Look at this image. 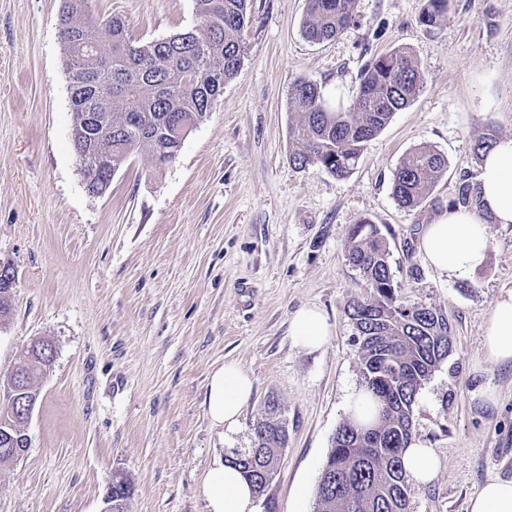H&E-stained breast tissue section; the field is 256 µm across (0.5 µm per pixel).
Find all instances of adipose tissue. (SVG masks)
<instances>
[{
    "label": "adipose tissue",
    "mask_w": 512,
    "mask_h": 512,
    "mask_svg": "<svg viewBox=\"0 0 512 512\" xmlns=\"http://www.w3.org/2000/svg\"><path fill=\"white\" fill-rule=\"evenodd\" d=\"M480 205L448 208L424 227L419 249L433 269L466 277L481 267L490 247V224H512V138H504L484 155L478 176ZM289 334L301 348L323 347L333 326L321 310L304 307L290 320ZM484 357L512 365V292L500 296L489 313L482 342ZM253 391L251 377L233 361L215 370L205 405L213 426H235ZM209 512H254L255 492L238 468L215 460L202 486Z\"/></svg>",
    "instance_id": "adipose-tissue-1"
}]
</instances>
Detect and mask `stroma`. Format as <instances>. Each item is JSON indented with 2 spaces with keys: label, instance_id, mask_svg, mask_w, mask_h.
I'll use <instances>...</instances> for the list:
<instances>
[{
  "label": "stroma",
  "instance_id": "obj_1",
  "mask_svg": "<svg viewBox=\"0 0 512 512\" xmlns=\"http://www.w3.org/2000/svg\"><path fill=\"white\" fill-rule=\"evenodd\" d=\"M62 0H0V262L16 270L0 324V374L33 339L54 351L25 423L30 447L0 468V512H103L115 475L134 488L130 512H207L201 493L218 456L252 443L268 397L288 444L255 512H315L316 486L350 396L358 346L346 314L366 298L346 259L353 224H377L403 298L437 308L453 348L420 389L413 439L441 466L412 485L408 512H467L492 478L512 479V368L481 352L484 321L512 291V224L489 227L485 264L464 278L430 267L425 224L478 172V138L512 137V0H453L441 25L426 0H355L335 39L301 34L306 0H250L238 74L176 159L137 154L105 195L84 189L58 30ZM135 40L199 25L193 0H88ZM409 47L423 90L365 143L343 178L295 168L289 135L298 81L353 103L367 62ZM429 145L448 170L419 207L392 196L396 168ZM334 326L321 349L289 334L302 307ZM234 361L254 382L236 426L211 425V373ZM497 393L493 404L479 388Z\"/></svg>",
  "mask_w": 512,
  "mask_h": 512
}]
</instances>
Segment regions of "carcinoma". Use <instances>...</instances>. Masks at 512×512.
<instances>
[{"mask_svg":"<svg viewBox=\"0 0 512 512\" xmlns=\"http://www.w3.org/2000/svg\"><path fill=\"white\" fill-rule=\"evenodd\" d=\"M451 0H427L420 22L436 27ZM201 24L148 42H137L120 17L88 23L82 0H63L59 16L64 62L70 83L79 91L70 98L73 133L88 149L87 166L117 173L134 154L151 156L158 166L178 155L179 130L211 111L241 66V32L249 21L248 0H194ZM354 0H307L302 23L305 39L320 43L336 37L352 20ZM423 87L420 68L409 49L397 47L367 63L353 104L330 103L310 81L296 84L292 104L299 113L291 128L297 150L290 155L298 169L317 165L338 178L354 169L364 144L381 132L393 115L407 108ZM99 115V131L112 148V161L97 163L86 135L84 115ZM448 169L447 158L431 146L409 152L397 167L392 194L399 205L414 208ZM479 205L476 174L462 176L456 208ZM347 257L359 271L369 297L347 307L360 346L362 389L370 395L366 413L372 420L351 418L336 431L316 487L317 512H406L410 477L402 452L413 441V404L419 390L448 357L451 325L441 311L409 303L400 296L390 267V250L380 228L366 220L348 234ZM52 347L31 344L25 384L17 393L13 426L0 435V466L8 449L23 434L21 407L39 394L36 383ZM288 441L285 422L260 420L252 447L233 448L225 459L238 467L261 494L263 470L276 467L278 450ZM253 460L252 468L243 461ZM121 478L112 485V512H129L128 489Z\"/></svg>","mask_w":512,"mask_h":512,"instance_id":"cac0c4a2","label":"carcinoma"}]
</instances>
